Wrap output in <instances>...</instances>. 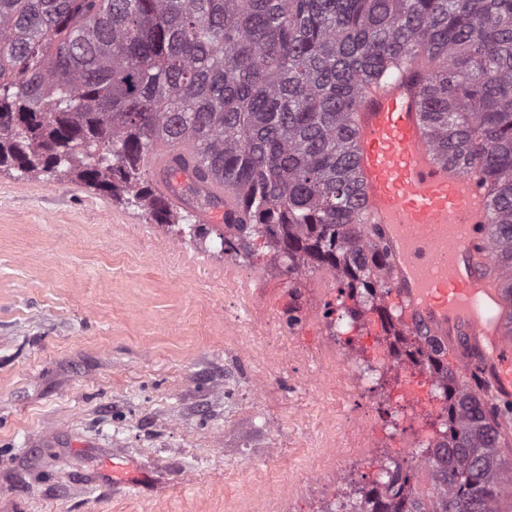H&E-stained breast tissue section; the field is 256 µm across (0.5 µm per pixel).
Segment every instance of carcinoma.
I'll use <instances>...</instances> for the list:
<instances>
[{"label":"carcinoma","instance_id":"1","mask_svg":"<svg viewBox=\"0 0 512 512\" xmlns=\"http://www.w3.org/2000/svg\"><path fill=\"white\" fill-rule=\"evenodd\" d=\"M410 70L438 159L479 176L495 222L491 269L512 307V0H0V168L78 170L89 186L185 220L144 178L159 140H191L201 181L239 216L224 251L262 238L288 272L329 268L358 322L392 288L390 258L357 212L352 116ZM439 376L438 437L393 462L345 512H499L512 414Z\"/></svg>","mask_w":512,"mask_h":512}]
</instances>
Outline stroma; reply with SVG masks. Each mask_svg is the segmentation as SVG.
Listing matches in <instances>:
<instances>
[{"mask_svg":"<svg viewBox=\"0 0 512 512\" xmlns=\"http://www.w3.org/2000/svg\"><path fill=\"white\" fill-rule=\"evenodd\" d=\"M206 231L0 169V512H331L434 439V376L414 405L377 362L391 328L416 343L392 297L350 324L323 268Z\"/></svg>","mask_w":512,"mask_h":512,"instance_id":"obj_1","label":"stroma"}]
</instances>
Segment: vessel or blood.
<instances>
[{
  "mask_svg": "<svg viewBox=\"0 0 512 512\" xmlns=\"http://www.w3.org/2000/svg\"><path fill=\"white\" fill-rule=\"evenodd\" d=\"M418 87L399 78L364 94L354 114L358 210L379 232L392 258L395 300L414 330L439 339L452 361L487 384L501 406L512 405V333L505 298L488 278L485 241L494 222L485 192L473 176L442 163L419 112ZM194 149L158 141L149 158L159 191L187 204ZM212 205L197 209L203 224L233 221L222 182L203 187Z\"/></svg>",
  "mask_w": 512,
  "mask_h": 512,
  "instance_id": "vessel-or-blood-1",
  "label": "vessel or blood"
}]
</instances>
